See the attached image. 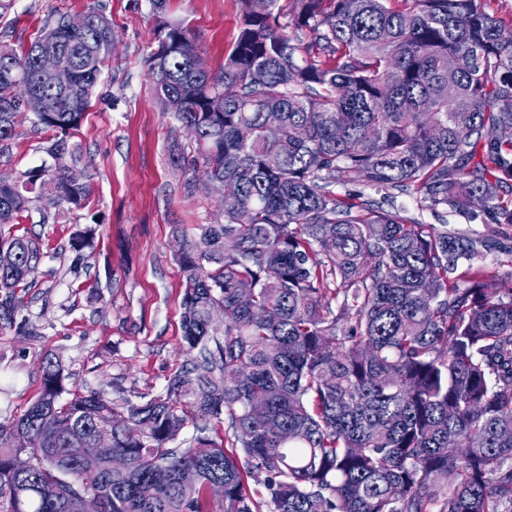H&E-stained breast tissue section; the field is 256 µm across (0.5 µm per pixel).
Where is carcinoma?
Wrapping results in <instances>:
<instances>
[{
  "instance_id": "1",
  "label": "carcinoma",
  "mask_w": 512,
  "mask_h": 512,
  "mask_svg": "<svg viewBox=\"0 0 512 512\" xmlns=\"http://www.w3.org/2000/svg\"><path fill=\"white\" fill-rule=\"evenodd\" d=\"M168 2L151 0L152 90L194 137L193 168L220 206L174 238L189 366L165 393L117 404L65 393L45 355L37 398L0 422V512H71L79 494L101 512H202L216 481L224 512H512V288L489 291L478 266L496 240L395 206L399 192L421 210L512 224V137H499L512 129V15L485 0H268L263 13L239 0L215 72L190 29L164 18ZM85 14L84 30L61 16L28 47L0 46V141L30 93L47 104L35 123L54 132L52 172L0 178L1 227L34 199L82 208L91 196L64 158L112 21ZM46 50L75 71L72 89L39 72ZM357 179L381 197L336 192ZM2 251L13 263L0 265V324L12 325L44 252L11 233ZM101 415L121 425L90 467L78 448ZM19 433L23 476L10 462ZM46 483L59 495L42 497Z\"/></svg>"
}]
</instances>
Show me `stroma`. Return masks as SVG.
Here are the masks:
<instances>
[{"label":"stroma","mask_w":512,"mask_h":512,"mask_svg":"<svg viewBox=\"0 0 512 512\" xmlns=\"http://www.w3.org/2000/svg\"><path fill=\"white\" fill-rule=\"evenodd\" d=\"M95 5L112 21V52L66 162L91 189V202L32 208L11 225L38 239L44 256L22 294L23 327L0 328V421L23 412L42 385V357L60 360L66 389L139 402L164 392L185 364L180 348L183 284L174 256L176 228L193 231L220 212L217 193L186 159L189 132L154 99L148 56L155 48L150 0H0V43H30L48 19ZM212 70H220L240 25L239 0H170ZM52 134L17 115L0 142V176L23 178L51 166ZM449 228L499 238L480 265L490 290L512 283V224H484L447 214ZM94 228L91 245L71 242Z\"/></svg>","instance_id":"1"}]
</instances>
